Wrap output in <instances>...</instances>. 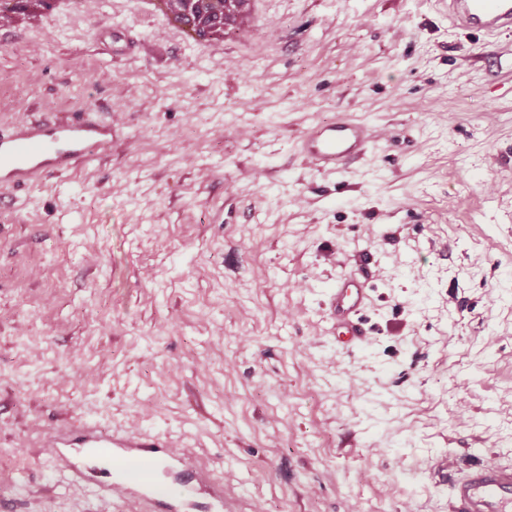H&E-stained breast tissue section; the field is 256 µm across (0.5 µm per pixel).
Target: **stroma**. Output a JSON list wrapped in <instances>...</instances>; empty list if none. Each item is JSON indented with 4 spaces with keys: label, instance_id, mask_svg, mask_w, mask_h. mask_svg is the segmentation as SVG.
<instances>
[{
    "label": "stroma",
    "instance_id": "obj_1",
    "mask_svg": "<svg viewBox=\"0 0 512 512\" xmlns=\"http://www.w3.org/2000/svg\"><path fill=\"white\" fill-rule=\"evenodd\" d=\"M262 9L218 49L134 0L0 24V128L112 125L111 155L0 209L17 512H122L37 455L75 421L190 449L238 512H448L427 459L512 444V38L434 0ZM341 112L380 147L316 173L294 142ZM366 259L370 341L349 351L324 294Z\"/></svg>",
    "mask_w": 512,
    "mask_h": 512
}]
</instances>
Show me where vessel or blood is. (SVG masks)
<instances>
[{
    "label": "vessel or blood",
    "mask_w": 512,
    "mask_h": 512,
    "mask_svg": "<svg viewBox=\"0 0 512 512\" xmlns=\"http://www.w3.org/2000/svg\"><path fill=\"white\" fill-rule=\"evenodd\" d=\"M451 27L489 36L512 34V0H439ZM379 146L370 125L347 116L311 125L296 149L315 170L335 172L364 161ZM112 151V128L83 115L64 121L32 118L0 131V191L73 170ZM371 304L365 276L337 279L328 293L326 315L336 322L350 348L363 347ZM54 468L77 484L155 512H194L193 496L175 494L189 485L206 495L213 512H226L224 486L195 456L165 439L139 433L112 434L87 423L52 428L44 443ZM435 486L449 491L448 512H512V463L479 461L449 470L447 455L426 468Z\"/></svg>",
    "instance_id": "b4317fda"
}]
</instances>
